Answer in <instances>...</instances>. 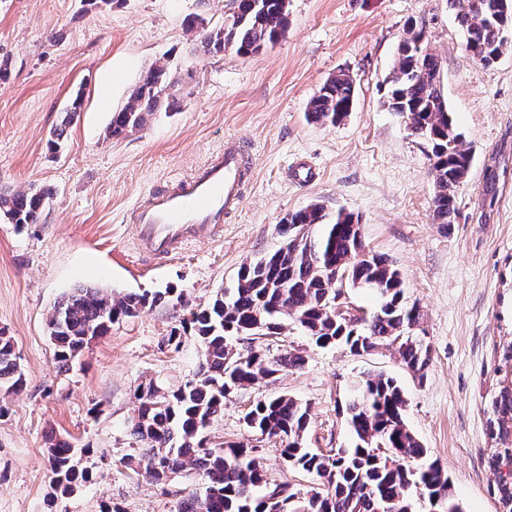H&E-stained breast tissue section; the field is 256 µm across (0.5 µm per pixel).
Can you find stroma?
Instances as JSON below:
<instances>
[{
    "mask_svg": "<svg viewBox=\"0 0 512 512\" xmlns=\"http://www.w3.org/2000/svg\"><path fill=\"white\" fill-rule=\"evenodd\" d=\"M233 9L234 0H0V65L9 73L0 81V191L53 193L40 223L19 229L0 213V330L25 378L20 391L0 393V512H174L179 498L202 492L206 477L194 467L160 486L127 466L139 446L130 433L134 391L148 381L171 391L193 378L202 349L191 339L169 345L173 327L232 287L246 261L279 249L281 220L312 203L358 214L368 249L399 269L431 348L426 379L417 382L394 351L322 348L288 329L262 344L273 354L299 352L303 367L232 394L208 429L211 443L250 440L244 413L285 393L310 406L309 446L340 448L352 383L384 373L404 387L407 423L447 471L465 512H499L488 419L492 397L512 384V361L502 356L512 340V47L497 63L478 64L448 0H288V32L274 46L201 55L190 21L219 27ZM412 21L441 62L444 96L472 156L448 229L433 221L426 142L385 106ZM162 64L178 82L179 109L107 137L113 112ZM341 70L356 82L351 112L335 126L308 121V102ZM78 93L80 116L64 124ZM61 126L54 154L47 141ZM231 140L250 161L240 207L218 237L149 260L132 210ZM493 155L502 174L490 203L484 171ZM86 286L118 296L171 288L177 298L113 325L62 370L47 317ZM55 437L81 449L90 474L68 495L47 471Z\"/></svg>",
    "mask_w": 512,
    "mask_h": 512,
    "instance_id": "obj_1",
    "label": "stroma"
}]
</instances>
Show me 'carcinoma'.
<instances>
[{"instance_id":"carcinoma-1","label":"carcinoma","mask_w":512,"mask_h":512,"mask_svg":"<svg viewBox=\"0 0 512 512\" xmlns=\"http://www.w3.org/2000/svg\"><path fill=\"white\" fill-rule=\"evenodd\" d=\"M500 0H448L469 44L493 64L512 31V0L501 22L488 21L487 8ZM198 47L209 56L228 49L239 55L273 46L288 31V0H236L232 16L220 27L198 22ZM355 82L346 72L329 78L310 100L307 116L316 123L336 125L351 111ZM385 104L405 114L410 127L428 144L435 191L431 209L436 223H455L457 190L469 178L470 152L453 123L440 84V62L428 49L423 29L410 25L399 45L389 78ZM178 105L175 81L168 66L149 69L129 102L112 113L108 136L121 138L141 128L147 116ZM497 157L485 168V195L495 198ZM46 188L0 192V213L21 228L37 224L49 206ZM284 245L273 254L244 264L233 287L220 289L203 308L190 313L168 342L180 346L183 336L203 346L198 372L183 386L162 392L152 382L136 390L137 416L131 434L142 442L138 456L127 458L147 480L161 485L188 465L207 477L201 494L181 499L175 512H420L434 501L442 512H464L448 473L432 458L405 419L403 387L392 376L378 373L360 380L358 402L342 407L351 434L349 446L325 453L306 444L310 420L307 404L288 395L259 400L245 413L250 430L276 438L280 457L296 471L312 477L304 493L280 484V498L271 501L262 465L263 448L251 443L210 446L207 429L224 410V399L235 390L302 368L301 354L285 350L269 355L252 341L297 325L320 346L344 345L353 353L390 348L405 369L423 383L430 348L411 325L419 324L420 308L405 296L399 270L387 257L367 251L361 241L359 217L338 210L329 214L318 204L294 211L282 220ZM372 286L378 306L361 317L336 315V298L348 288ZM173 290L126 293L114 297L100 288L75 289L54 306L47 319L56 348L58 368L69 364L112 325L137 316L143 309L170 300ZM250 340L245 347L239 341ZM23 372L11 337L0 332V390L15 392ZM489 432L503 442L512 438V389L492 400ZM51 482L63 493L87 481L78 451L66 440L47 448ZM499 503L512 512V480L496 484Z\"/></svg>"}]
</instances>
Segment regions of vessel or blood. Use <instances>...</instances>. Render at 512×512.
<instances>
[{"label": "vessel or blood", "instance_id": "1", "mask_svg": "<svg viewBox=\"0 0 512 512\" xmlns=\"http://www.w3.org/2000/svg\"><path fill=\"white\" fill-rule=\"evenodd\" d=\"M249 162L227 146L178 189L155 193L133 213L137 240L153 259H166L202 235L217 236L226 212L242 202Z\"/></svg>", "mask_w": 512, "mask_h": 512}]
</instances>
